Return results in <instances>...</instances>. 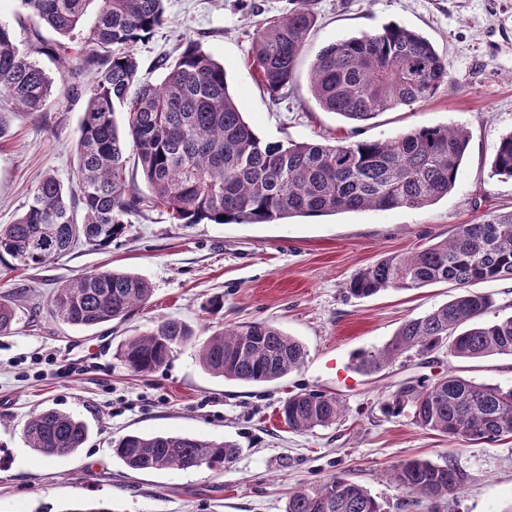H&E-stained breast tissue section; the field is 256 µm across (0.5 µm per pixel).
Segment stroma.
Returning <instances> with one entry per match:
<instances>
[{
    "mask_svg": "<svg viewBox=\"0 0 512 512\" xmlns=\"http://www.w3.org/2000/svg\"><path fill=\"white\" fill-rule=\"evenodd\" d=\"M288 0H166L165 22L137 44L140 78L159 83L158 57L195 42L223 64L246 121L268 141L332 144L353 127L322 110L309 89V67L330 43L396 23L426 36L449 63L450 77L427 102L379 114L360 138L388 140L423 126L459 125L469 135L465 160L448 196L418 209L362 210L295 217L279 224H174L165 210L127 217V233L99 251L76 245L37 269L0 264V294L14 297L18 320L0 336V512H68L77 503L100 512H286L297 484L333 475L366 487L385 512H402L404 493L384 478L407 458L452 459L463 475L456 504L444 512H504L512 504V438L470 444L424 431L409 413L387 415L384 403L403 383L458 375L512 385V357L449 362L430 353L399 358L381 372L341 381L330 359L382 347L408 318L453 299L454 283L389 289L366 298L349 281L390 254L448 238L461 224L512 212V179L494 176L502 135L512 132V0H317V22L282 102L272 101L248 64L258 20L281 17ZM87 105L85 89L56 90L47 111L9 112L0 138V225L25 210L39 175L70 183ZM139 274L152 285L146 305L125 319L81 330L49 312L59 286L97 268ZM223 297L213 314L208 304ZM177 318L200 336L240 322H265L298 339L299 370L262 384L214 376L195 348L167 365L131 373L118 356L129 337ZM306 388L341 397L344 417L296 432L278 410ZM53 407L83 420V448L52 460L29 448L23 426ZM228 440L239 454L220 469L135 471L112 454L132 433Z\"/></svg>",
    "mask_w": 512,
    "mask_h": 512,
    "instance_id": "35a3bbf8",
    "label": "stroma"
}]
</instances>
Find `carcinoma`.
Here are the masks:
<instances>
[{"label": "carcinoma", "mask_w": 512, "mask_h": 512, "mask_svg": "<svg viewBox=\"0 0 512 512\" xmlns=\"http://www.w3.org/2000/svg\"><path fill=\"white\" fill-rule=\"evenodd\" d=\"M97 9L87 35L73 50L74 32L87 8ZM165 0H18L37 26L59 39L20 50L17 33L0 24V99L30 114L42 112L54 83L72 75V61L90 75L77 142V178L52 174L36 184L27 209L0 226V263L38 268L78 243L96 250L123 236L124 217L143 207L163 208L175 224H277L359 210L417 209L448 195L468 149L459 127H422L391 140H344L337 145L266 141L244 120L229 92L224 68L196 43L177 58H160L158 84L140 81L137 43L165 20ZM317 0H291L288 13L257 27L249 62L273 101L281 100L316 21ZM57 63L50 75L37 59ZM448 82V62L419 33L398 24L339 40L311 66V92L326 112L354 124L379 113L428 101ZM127 114L119 131L114 114ZM140 169L148 194L127 180V163ZM493 174L512 178V132L502 136ZM512 279V214L481 224H460L452 237L414 252L388 255L361 270L349 294L369 297L388 289L413 290L455 283L462 292L430 312L405 320L380 349L361 351L355 368L366 375L412 351L444 352L454 360L512 356V315L486 319L492 295L469 290L474 282ZM152 296L149 282L114 269L79 274L57 289L50 313L79 329L124 319ZM16 323L11 298L0 295V335ZM198 347L206 371L228 380L272 382L300 368L302 343L264 322L233 325L199 341L186 322L167 318L125 340L119 355L134 373H152L174 350ZM386 412L410 411L425 431L479 444L512 437V386L478 383L456 374L426 377L396 389ZM332 394L302 390L280 407L289 429L328 426L345 415ZM29 447L45 458L76 452L88 438L80 419L53 408L28 418ZM113 454L139 471L220 468L233 462L232 441L185 435L128 433ZM403 489L402 507L440 512L455 496L462 474L442 464L409 458L388 469ZM286 512H383L367 488L342 476L289 492Z\"/></svg>", "instance_id": "1"}]
</instances>
